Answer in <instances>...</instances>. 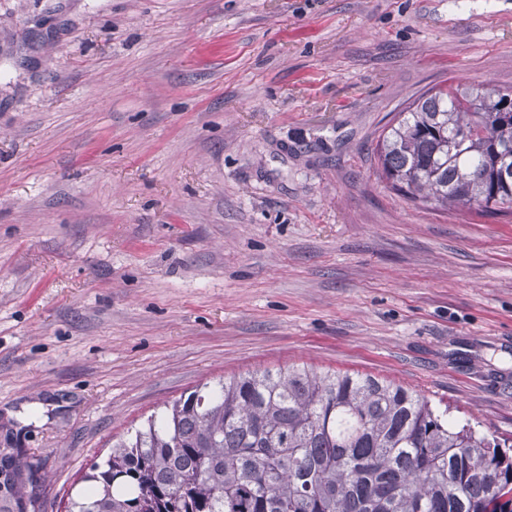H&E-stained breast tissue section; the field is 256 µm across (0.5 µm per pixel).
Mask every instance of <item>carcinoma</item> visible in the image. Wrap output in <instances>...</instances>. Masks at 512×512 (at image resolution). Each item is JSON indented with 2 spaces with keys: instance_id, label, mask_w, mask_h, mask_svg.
<instances>
[{
  "instance_id": "carcinoma-1",
  "label": "carcinoma",
  "mask_w": 512,
  "mask_h": 512,
  "mask_svg": "<svg viewBox=\"0 0 512 512\" xmlns=\"http://www.w3.org/2000/svg\"><path fill=\"white\" fill-rule=\"evenodd\" d=\"M375 154L412 202L512 216V87L427 90ZM24 470L0 495L17 512ZM82 481L65 512H512V445L393 381L292 366L181 395Z\"/></svg>"
}]
</instances>
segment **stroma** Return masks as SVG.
Wrapping results in <instances>:
<instances>
[{
    "mask_svg": "<svg viewBox=\"0 0 512 512\" xmlns=\"http://www.w3.org/2000/svg\"><path fill=\"white\" fill-rule=\"evenodd\" d=\"M512 0H0V455L37 512L193 387L369 374L512 438V217L376 173Z\"/></svg>",
    "mask_w": 512,
    "mask_h": 512,
    "instance_id": "stroma-1",
    "label": "stroma"
}]
</instances>
